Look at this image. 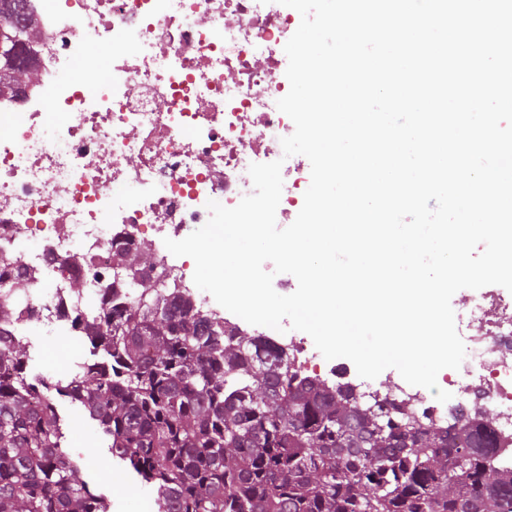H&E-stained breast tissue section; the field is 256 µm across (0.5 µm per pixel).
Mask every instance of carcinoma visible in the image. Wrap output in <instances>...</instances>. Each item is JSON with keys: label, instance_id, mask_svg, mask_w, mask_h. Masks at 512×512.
Wrapping results in <instances>:
<instances>
[{"label": "carcinoma", "instance_id": "carcinoma-1", "mask_svg": "<svg viewBox=\"0 0 512 512\" xmlns=\"http://www.w3.org/2000/svg\"><path fill=\"white\" fill-rule=\"evenodd\" d=\"M22 2L0 0V28L32 29ZM112 262L142 292L81 317L99 358L51 385L28 378L23 340L0 345V512H109L62 451L44 388L99 422L162 512H512V469L490 464L488 424L428 426L303 376L156 287L148 244Z\"/></svg>", "mask_w": 512, "mask_h": 512}]
</instances>
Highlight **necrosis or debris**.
<instances>
[{"label": "necrosis or debris", "mask_w": 512, "mask_h": 512, "mask_svg": "<svg viewBox=\"0 0 512 512\" xmlns=\"http://www.w3.org/2000/svg\"><path fill=\"white\" fill-rule=\"evenodd\" d=\"M39 41L33 84L0 96V301L7 332L79 335V317L134 295L115 274L120 247L151 243L160 287L181 289L198 311L282 348L302 374L364 398L406 404L424 423L471 419L489 407L498 463L512 467V292L488 285L459 299L460 369L443 380L451 398L416 386L388 390L325 359L310 336L249 324L193 281L181 240L210 218L208 201L232 208L253 193L250 164L282 161L289 213L311 175L284 159L295 130L277 102L283 49L301 22L269 0H28ZM102 47L107 57L94 55ZM80 280L73 289L72 280Z\"/></svg>", "instance_id": "obj_1"}]
</instances>
